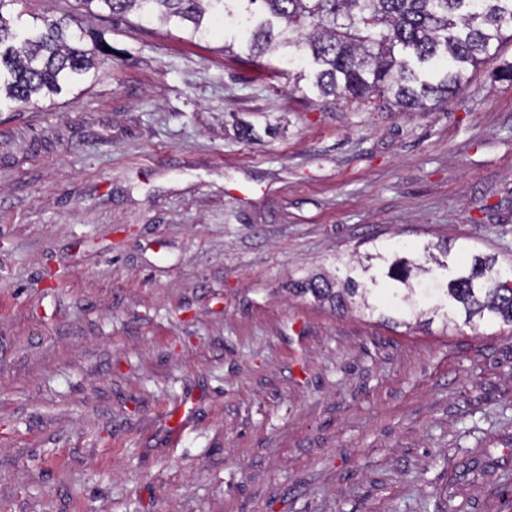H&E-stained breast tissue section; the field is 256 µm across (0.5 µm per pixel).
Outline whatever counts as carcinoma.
Here are the masks:
<instances>
[{"label": "carcinoma", "instance_id": "carcinoma-1", "mask_svg": "<svg viewBox=\"0 0 512 512\" xmlns=\"http://www.w3.org/2000/svg\"><path fill=\"white\" fill-rule=\"evenodd\" d=\"M16 0H0V104L35 106L96 77L112 56L104 38L85 42L70 15L14 22ZM101 20L153 19L172 23L189 39L220 24L236 32L250 60L281 49L294 67L309 59L312 84L328 98L377 100L398 112L431 110L466 87L473 72L497 60L512 41V0H78ZM444 259L436 260L431 249ZM448 244L423 247L437 269L397 252L368 256L372 265L349 268L344 280L311 274L288 282L294 297L346 310L355 299L374 309L378 291L403 314L422 305L446 325L475 328L487 319L512 325V264L475 254L460 265Z\"/></svg>", "mask_w": 512, "mask_h": 512}]
</instances>
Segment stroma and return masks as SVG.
<instances>
[{"instance_id":"1","label":"stroma","mask_w":512,"mask_h":512,"mask_svg":"<svg viewBox=\"0 0 512 512\" xmlns=\"http://www.w3.org/2000/svg\"><path fill=\"white\" fill-rule=\"evenodd\" d=\"M17 10L112 58L0 107V512H512V327L288 294L393 244L512 263V81L389 112L229 33Z\"/></svg>"}]
</instances>
